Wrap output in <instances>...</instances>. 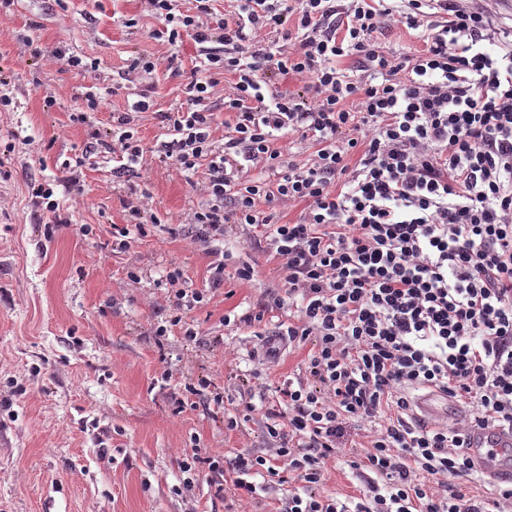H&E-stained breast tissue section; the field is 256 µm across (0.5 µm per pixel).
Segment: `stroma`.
<instances>
[{"label": "stroma", "mask_w": 512, "mask_h": 512, "mask_svg": "<svg viewBox=\"0 0 512 512\" xmlns=\"http://www.w3.org/2000/svg\"><path fill=\"white\" fill-rule=\"evenodd\" d=\"M128 16L139 22L135 31L122 24ZM158 26L143 0H20L0 14V69L13 77L15 101L0 112V512H267L232 504L205 471L193 498L179 494L187 449L229 458L271 452L262 415L230 431L209 393L185 407L179 401L188 382L203 379L235 397L246 380L268 408L277 386L298 373L307 346L272 361L263 356V339L284 318L280 309L252 326L224 322L279 291L280 259L254 227L236 225L226 264H250L254 277L233 284L232 295L210 292L211 258L190 222L205 199L202 174L146 162L134 183L157 222L119 250L113 229L125 224L132 182L115 177L108 154L74 165L108 130L112 112L127 109L129 93L151 89L160 110L185 102L199 47L187 39L171 49L152 39ZM30 40L39 57H30ZM65 53L98 60L99 68H68ZM137 53L159 59L152 82L129 71ZM173 54L176 73L167 65ZM81 86L110 96L106 108L75 124L69 116L85 105L76 96ZM34 181L52 184L71 218L49 237L28 194ZM81 224L90 234L78 232ZM175 267L182 287L208 293L186 317L193 339L180 326L153 334L172 313L166 275Z\"/></svg>", "instance_id": "35a3bbf8"}]
</instances>
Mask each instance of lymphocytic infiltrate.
<instances>
[{
  "instance_id": "f902f5d3",
  "label": "lymphocytic infiltrate",
  "mask_w": 512,
  "mask_h": 512,
  "mask_svg": "<svg viewBox=\"0 0 512 512\" xmlns=\"http://www.w3.org/2000/svg\"><path fill=\"white\" fill-rule=\"evenodd\" d=\"M144 2L158 37L200 47L186 103L159 112L140 94L86 150L205 169L200 240L253 226L288 271L273 303L295 305L266 357L313 344L264 413L272 456L190 449L183 492L205 468L241 501L259 498V476L300 483L275 512H512V487L462 493L481 478L463 431L418 420L408 395L438 389L473 404L475 423L512 428V35L467 0H239L228 14L216 0ZM393 21L422 29V48L384 50ZM228 75L218 142L207 102ZM150 110L167 134L151 148L137 128ZM285 203L301 205L295 221ZM353 421L374 428L349 463L363 492L323 494Z\"/></svg>"
}]
</instances>
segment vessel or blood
<instances>
[{
  "mask_svg": "<svg viewBox=\"0 0 512 512\" xmlns=\"http://www.w3.org/2000/svg\"><path fill=\"white\" fill-rule=\"evenodd\" d=\"M413 410L425 422L451 427L466 415L456 401L438 390L419 395ZM465 435V450L477 469L492 482L512 483V429L473 424Z\"/></svg>",
  "mask_w": 512,
  "mask_h": 512,
  "instance_id": "1",
  "label": "vessel or blood"
}]
</instances>
